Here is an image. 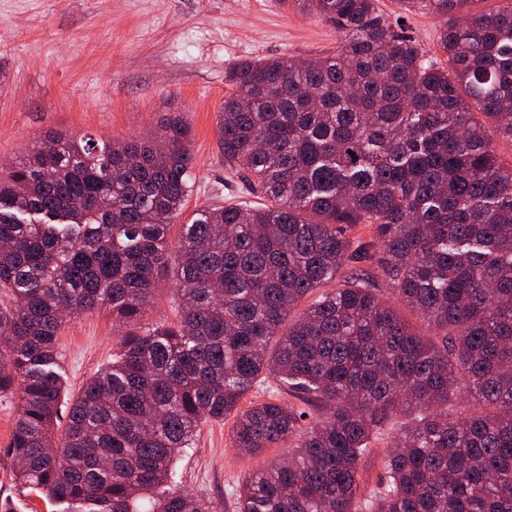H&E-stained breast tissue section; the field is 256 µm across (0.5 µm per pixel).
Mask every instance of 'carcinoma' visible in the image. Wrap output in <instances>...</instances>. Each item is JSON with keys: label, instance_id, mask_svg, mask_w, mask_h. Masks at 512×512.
Wrapping results in <instances>:
<instances>
[{"label": "carcinoma", "instance_id": "obj_1", "mask_svg": "<svg viewBox=\"0 0 512 512\" xmlns=\"http://www.w3.org/2000/svg\"><path fill=\"white\" fill-rule=\"evenodd\" d=\"M466 3L404 0L442 18L445 66L376 0H294L336 52L237 61L218 111L224 165L264 203L201 209L174 243L193 169L176 113L154 138L50 133L0 176L21 484L63 512H218L174 464L232 417L244 455L291 443L231 486L234 512H512V168L492 137L512 138V0L461 20ZM161 279L174 322L145 320ZM97 310L118 352L60 431L59 334ZM400 415L366 493L360 462Z\"/></svg>", "mask_w": 512, "mask_h": 512}]
</instances>
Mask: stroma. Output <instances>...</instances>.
I'll return each instance as SVG.
<instances>
[{"label": "stroma", "mask_w": 512, "mask_h": 512, "mask_svg": "<svg viewBox=\"0 0 512 512\" xmlns=\"http://www.w3.org/2000/svg\"><path fill=\"white\" fill-rule=\"evenodd\" d=\"M377 3L386 17L407 15V30L428 58L445 60L439 17L405 14L401 0ZM339 40L332 24L282 0H0V173L48 133L145 138L177 112L192 130L193 183L178 217L188 223L202 207L245 198L216 135L232 63L321 57ZM117 340L106 312L65 323L59 344L68 396L111 362ZM15 416L14 403L0 402V496L12 497L20 512H60L14 482L6 449ZM230 427L202 424L176 464L177 483L207 502H224L234 480L288 454L279 447L243 456Z\"/></svg>", "instance_id": "obj_1"}]
</instances>
